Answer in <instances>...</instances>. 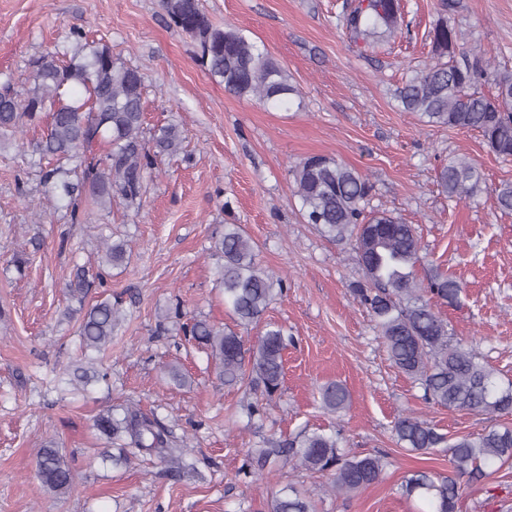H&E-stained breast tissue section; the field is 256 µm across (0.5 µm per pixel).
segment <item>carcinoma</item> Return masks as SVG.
Listing matches in <instances>:
<instances>
[{"label":"carcinoma","instance_id":"carcinoma-1","mask_svg":"<svg viewBox=\"0 0 512 512\" xmlns=\"http://www.w3.org/2000/svg\"><path fill=\"white\" fill-rule=\"evenodd\" d=\"M173 25L195 40L209 75L224 84V91L242 99L285 106L298 94L288 71L274 60L264 45L233 29L219 28L204 12L200 0H161ZM399 25L398 0H358L343 17V26L355 40L369 43L375 37L393 36ZM431 62L398 90L397 101L437 126L473 130L488 149L503 159L512 158V69L489 71L485 54L468 49L461 33L440 19L429 34ZM32 84L22 93L10 83L0 87V137L16 134L24 125L48 118L46 132L37 145L39 160L56 161L43 175L48 200H69L70 215L78 222L84 211L79 188H89L91 203L112 208L119 197L129 207L140 204L144 182L163 155H174L184 141L174 124L153 128L152 146L143 140L144 79L136 67L114 59L109 46L96 41L79 44L67 60L55 53L32 61ZM491 81L490 96L481 86ZM97 140L110 145L109 153L95 159L84 154ZM300 213L308 224L319 226L334 241H347L363 272L353 292L369 309L378 337L393 365L423 389L422 399L448 409L502 417L512 414V382L501 386L494 371L462 342L448 334V321L436 309L454 305L462 287L457 278L434 271L427 284L415 269L421 261L416 228L387 212L367 210L372 186L349 165L332 157L313 155L292 170ZM442 192L450 198L470 199L482 191L483 175L473 160L455 157L438 172ZM498 208L512 213V183L494 189ZM258 246L239 224L224 225L214 242L222 263L218 280L224 304L236 326L260 322L283 280L257 262ZM129 252L124 241L103 244L105 262H123ZM91 278L76 270L67 292L78 303L95 287ZM122 319L118 306L106 300L90 307L79 322L81 346L101 352L112 343V332ZM183 336L203 346L215 377L231 387L246 385L268 401L284 376V354L293 338L271 322L250 343L236 330L193 318L182 324ZM346 388L330 383L320 389L324 410L347 408ZM96 428L121 441L114 461L167 460L181 468L184 453L170 447L169 434L154 413L136 404L116 413L110 408L95 420ZM395 443L419 454L441 446L448 452L446 476L417 472L405 480L406 496H417L426 512H455L459 479L486 475L485 468L512 463V428L490 427L476 435H463L452 443L430 423L411 414L399 417L393 427ZM280 457L311 473L332 476V491L339 495L359 492L376 483L387 465L384 453L354 455L339 445L338 436L303 431L288 441L247 452L241 467L246 477L263 475ZM36 476L56 494L67 493L76 474L54 441H47L36 457ZM266 512H315L312 500L293 485L283 487L267 502Z\"/></svg>","mask_w":512,"mask_h":512}]
</instances>
